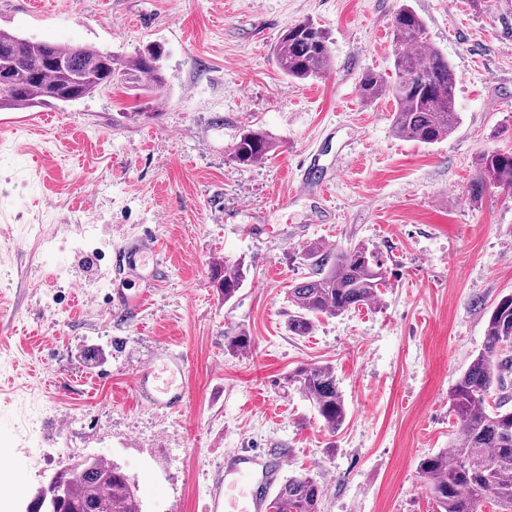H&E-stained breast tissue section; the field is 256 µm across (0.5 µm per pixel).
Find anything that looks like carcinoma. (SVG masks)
Listing matches in <instances>:
<instances>
[{"label": "carcinoma", "instance_id": "carcinoma-1", "mask_svg": "<svg viewBox=\"0 0 512 512\" xmlns=\"http://www.w3.org/2000/svg\"><path fill=\"white\" fill-rule=\"evenodd\" d=\"M394 43L392 74L366 70L357 92L366 103L392 97L397 108L392 128L401 138L434 144L457 129L456 75L448 59L426 37L420 16L407 6L392 19ZM13 66L12 92L0 96V109L27 110L68 103L69 86L79 81L84 98L112 87L116 73L145 91L162 87L160 61L164 49L148 44L131 57H122L90 45H61L30 40L0 29V52ZM278 68L292 80L323 77L332 66L329 32L311 20L296 23L273 47ZM63 65H58L57 61ZM412 83L418 92L403 89ZM275 144L260 130L247 129L235 142L232 159L240 166L257 165L271 155ZM488 185L512 189V152L484 151L477 175L469 186L478 199ZM305 260L312 273L288 289L297 311L288 319V331L307 336L321 316L340 315L367 306L384 286L383 264L363 245L334 254L320 243L309 246ZM242 261H224L215 268L224 301L231 300L247 279ZM251 336L239 332L226 337L229 352H245ZM512 294L502 296L489 312L484 344L450 394V412L459 429L451 453L423 457L418 474L438 512H482L483 502H495L512 512V396L505 375L512 372ZM317 411L324 426L334 432L346 419L345 402L334 370L327 365L299 366L285 377ZM493 401H488V398ZM64 493L57 512H142L135 484L115 463L102 459L75 461L58 471ZM322 486L310 475L286 479L269 503V512H318Z\"/></svg>", "mask_w": 512, "mask_h": 512}]
</instances>
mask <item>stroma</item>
I'll use <instances>...</instances> for the list:
<instances>
[{
	"label": "stroma",
	"instance_id": "obj_1",
	"mask_svg": "<svg viewBox=\"0 0 512 512\" xmlns=\"http://www.w3.org/2000/svg\"><path fill=\"white\" fill-rule=\"evenodd\" d=\"M408 4L456 76L460 123L432 145L398 137L392 98L364 103L366 70L391 73L392 16ZM325 28L333 66L288 79L272 49L299 20ZM0 29L124 56L164 46V85L118 84L0 127V512H25L57 467L95 456L132 477L142 512H205L224 455L286 454L287 475L323 485L320 512H436L417 465L451 449L448 394L481 350L488 314L512 293V193L469 185L480 152L512 150V0H0ZM276 152L243 168L242 129ZM315 156V181L300 185ZM158 239L162 283L118 269L119 251ZM362 244L384 264L378 300L294 336L302 255ZM250 266L224 300L217 263ZM145 292L139 313L115 288ZM243 331L250 351L224 336ZM186 363V408L138 401L165 351ZM327 365L347 416L328 431L284 376Z\"/></svg>",
	"mask_w": 512,
	"mask_h": 512
}]
</instances>
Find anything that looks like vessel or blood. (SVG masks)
<instances>
[{"mask_svg": "<svg viewBox=\"0 0 512 512\" xmlns=\"http://www.w3.org/2000/svg\"><path fill=\"white\" fill-rule=\"evenodd\" d=\"M160 251L156 238H145L139 247L124 254L127 271L144 276L151 282L159 281L164 266L157 262ZM155 369L145 366L136 378L135 392L139 399L165 408L185 406L187 396L183 386L155 385ZM288 464L283 454H262L242 451L228 458L224 464V490L214 493L210 512H263L266 500L278 486Z\"/></svg>", "mask_w": 512, "mask_h": 512, "instance_id": "vessel-or-blood-1", "label": "vessel or blood"}]
</instances>
